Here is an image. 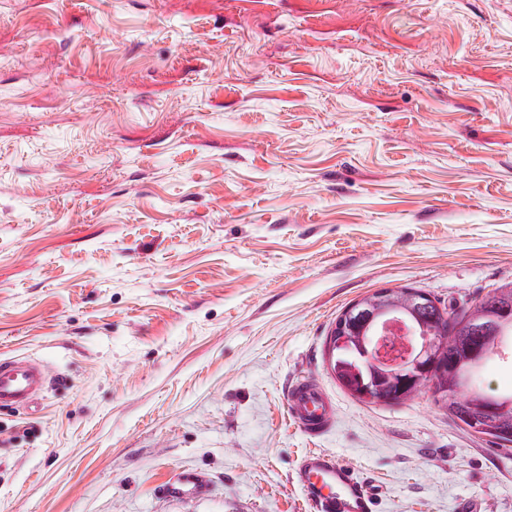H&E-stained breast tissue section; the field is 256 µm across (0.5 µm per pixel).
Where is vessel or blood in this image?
<instances>
[{
	"instance_id": "vessel-or-blood-1",
	"label": "vessel or blood",
	"mask_w": 512,
	"mask_h": 512,
	"mask_svg": "<svg viewBox=\"0 0 512 512\" xmlns=\"http://www.w3.org/2000/svg\"><path fill=\"white\" fill-rule=\"evenodd\" d=\"M54 376L42 364L25 358H0V408L31 406ZM286 406L291 420L307 436L328 434L336 422V405L322 384L304 378L286 388ZM298 480L318 512H373L371 491L358 479L355 470L323 451L300 457ZM209 491L208 480L198 471H180L168 483V497H202Z\"/></svg>"
}]
</instances>
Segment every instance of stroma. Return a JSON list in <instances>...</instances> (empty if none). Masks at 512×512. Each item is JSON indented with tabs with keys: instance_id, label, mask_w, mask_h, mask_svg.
Segmentation results:
<instances>
[{
	"instance_id": "1",
	"label": "stroma",
	"mask_w": 512,
	"mask_h": 512,
	"mask_svg": "<svg viewBox=\"0 0 512 512\" xmlns=\"http://www.w3.org/2000/svg\"><path fill=\"white\" fill-rule=\"evenodd\" d=\"M510 283L512 0H0V357L60 377L0 409V512H316L313 447L374 512H512V450L326 363L368 293ZM287 413L300 430L311 438L328 434L336 422V405L322 384L304 378L286 388ZM209 491L208 480L198 471L186 469L180 471L174 480L168 483L163 492L171 498L185 496L202 497Z\"/></svg>"
}]
</instances>
